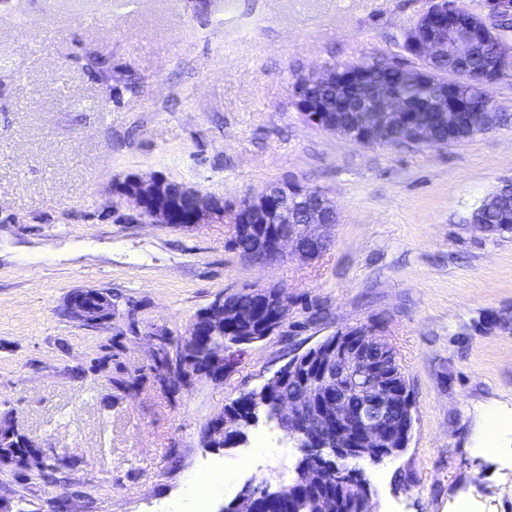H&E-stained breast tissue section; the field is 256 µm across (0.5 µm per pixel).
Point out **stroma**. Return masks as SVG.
Returning <instances> with one entry per match:
<instances>
[{
  "mask_svg": "<svg viewBox=\"0 0 512 512\" xmlns=\"http://www.w3.org/2000/svg\"><path fill=\"white\" fill-rule=\"evenodd\" d=\"M428 0H0V406L63 481L0 458L9 512H198L187 481L224 468L207 512L292 471L299 449L258 426L202 433L289 356L345 326L390 344L412 395L398 456L364 464L375 512H512V422L476 449V410L512 411V234L466 223L512 178V76L490 86L511 118L461 144L360 145L304 122L309 67L400 55ZM160 175L236 201L291 181L334 201L311 261L243 260L229 224L133 220L118 183ZM287 289L281 329L223 378L162 384L158 337L218 297ZM112 296L110 321L71 319L68 294ZM133 382L125 390L124 382ZM239 414L226 407L224 412L216 417L205 429L209 441L218 440L220 447L234 448L239 445Z\"/></svg>",
  "mask_w": 512,
  "mask_h": 512,
  "instance_id": "35a3bbf8",
  "label": "stroma"
}]
</instances>
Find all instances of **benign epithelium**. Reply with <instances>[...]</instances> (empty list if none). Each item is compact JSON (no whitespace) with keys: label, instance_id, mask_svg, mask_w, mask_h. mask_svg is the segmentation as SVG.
I'll use <instances>...</instances> for the list:
<instances>
[{"label":"benign epithelium","instance_id":"1","mask_svg":"<svg viewBox=\"0 0 512 512\" xmlns=\"http://www.w3.org/2000/svg\"><path fill=\"white\" fill-rule=\"evenodd\" d=\"M495 16L512 18V0H483L479 12L462 9L448 17L442 0H431L413 24L405 30L409 59L394 63L418 80H429L437 88L443 106L430 125L407 123V108L390 90L377 94L368 112L353 107L346 114L331 113L322 94L342 95L349 87L365 83L370 65L351 74L314 66L299 75L291 94L307 95L305 120L324 131L361 145L376 146L375 135L390 129L405 131L408 142L424 147H441L465 141L460 134L463 115L448 110L446 101L466 82L468 60L478 51L495 49L498 64L487 70L482 82H499L512 71V40L492 26ZM453 39L455 56L461 65L454 71H438L434 64L448 52ZM131 187L121 188L134 206L136 219L151 224L176 225L180 208L188 209L187 224H211L224 218V199H201L202 192L173 188L159 176L133 177ZM512 193V181L504 179L483 201L485 209L500 203ZM236 232L257 237V246L243 259L267 263L286 257L313 260L319 247L329 243L326 231L337 223V211L322 192L293 182L268 186L257 195H248L229 212ZM251 307L243 309L235 300L222 298L193 320L177 341L179 352L212 378L224 376V344L202 337L213 336L224 327L261 320L262 336H246L241 344L250 345L277 332L283 321L268 315L272 301L266 288L252 289ZM67 309L84 323L110 318L112 303L95 289H78L67 298ZM391 346L369 326L345 328L324 341L293 355L273 377L263 383L271 386L281 378L301 387L288 395H278L268 414L290 437L301 439L303 457L298 466L299 485L310 492L303 512H372L370 485L362 461L377 463L402 452L408 445L407 418L412 409L410 394L392 381L395 373L386 360ZM239 414L226 409L205 429L210 441L224 448L239 445ZM334 481H329V476ZM283 499V489L275 479L259 485L247 483L234 500L219 512H267Z\"/></svg>","mask_w":512,"mask_h":512}]
</instances>
